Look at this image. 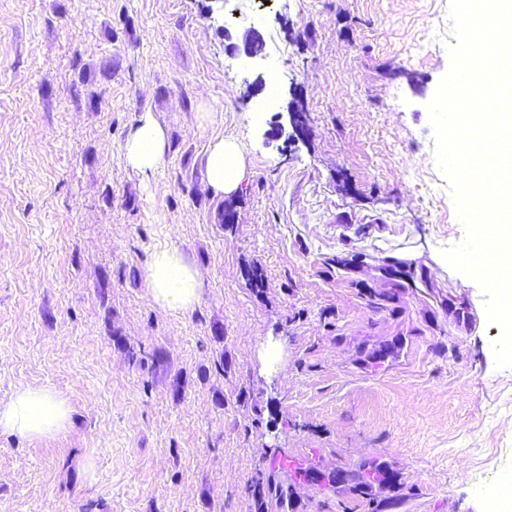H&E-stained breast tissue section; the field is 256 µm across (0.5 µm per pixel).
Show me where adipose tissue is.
<instances>
[{"mask_svg":"<svg viewBox=\"0 0 512 512\" xmlns=\"http://www.w3.org/2000/svg\"><path fill=\"white\" fill-rule=\"evenodd\" d=\"M168 133L152 113H143L127 133L124 161L141 176L153 174L164 162ZM206 187L217 197L235 192L244 176L246 159L238 144L229 138L213 137L204 159ZM148 294L157 305L185 312L200 298V276L176 247L155 250L145 268ZM69 422L68 405L56 391L23 387L8 400H0V430L21 437L40 439L63 431Z\"/></svg>","mask_w":512,"mask_h":512,"instance_id":"ef3b65f1","label":"adipose tissue"}]
</instances>
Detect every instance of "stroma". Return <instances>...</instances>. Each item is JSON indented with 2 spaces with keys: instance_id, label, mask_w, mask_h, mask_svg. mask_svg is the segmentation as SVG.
<instances>
[{
  "instance_id": "stroma-1",
  "label": "stroma",
  "mask_w": 512,
  "mask_h": 512,
  "mask_svg": "<svg viewBox=\"0 0 512 512\" xmlns=\"http://www.w3.org/2000/svg\"><path fill=\"white\" fill-rule=\"evenodd\" d=\"M213 6L0 0V399L71 409L53 437L0 431V512H488L512 367L443 257L466 236L427 109L449 0H228L222 26ZM246 27L253 59L223 35ZM294 100L306 135L269 138ZM146 111L169 147L145 180L122 145ZM218 134L246 157L221 200ZM169 246L201 276L188 312L147 291ZM203 166L206 188L213 196L224 198L238 189L246 159L234 140L216 136L207 146Z\"/></svg>"
}]
</instances>
